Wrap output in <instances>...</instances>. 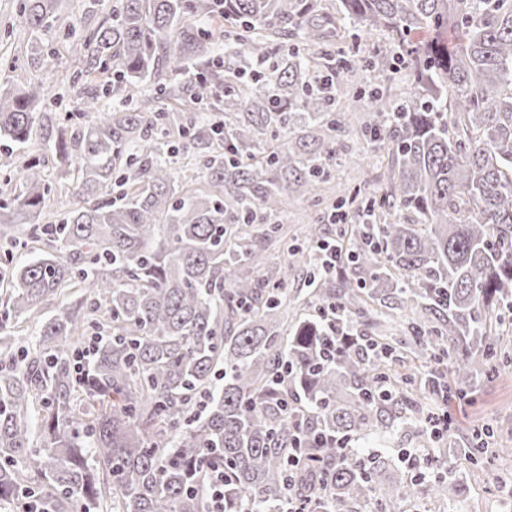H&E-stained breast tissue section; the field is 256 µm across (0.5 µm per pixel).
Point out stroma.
I'll use <instances>...</instances> for the list:
<instances>
[{
	"label": "stroma",
	"instance_id": "stroma-1",
	"mask_svg": "<svg viewBox=\"0 0 512 512\" xmlns=\"http://www.w3.org/2000/svg\"><path fill=\"white\" fill-rule=\"evenodd\" d=\"M19 4L20 0H0V70L8 71L13 83L41 84L48 97L55 100V112L74 111L72 82L77 69L69 59L64 36H57L54 41L61 59L56 68L45 69L31 63L20 52L27 35L19 22ZM112 5V0H66L61 16L64 22H75V34L81 37L111 15ZM323 50L356 64L374 56L385 62L387 79L368 80L362 85V92L376 88L395 99L405 88L393 46L382 33L372 31L354 37L342 31L334 41L324 44ZM352 95L346 87L336 93V115L344 124L338 134L335 156L324 161L328 179L322 185V194L329 202L356 193L378 198L385 191L383 174L388 154L361 137L356 114L349 105ZM56 129V123L45 122L25 147L1 139L0 163L27 150L39 156L52 186L46 209L59 213L72 207L75 196L71 179L61 174L54 156L44 148L54 138ZM315 211L313 202L302 192L289 195L284 211L276 218L281 226L280 235L262 249L269 261L284 262V243H300L303 229ZM461 390L462 398L451 403L455 415L452 432L430 447L438 461V473H452L461 484V493L448 504L427 500L409 504L408 512H512V461L496 456L498 449L512 448V368L489 382L471 380ZM478 427L487 428L488 435L482 462L474 465L467 460L465 450L471 445L473 429Z\"/></svg>",
	"mask_w": 512,
	"mask_h": 512
}]
</instances>
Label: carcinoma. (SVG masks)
I'll return each instance as SVG.
<instances>
[{"instance_id":"obj_1","label":"carcinoma","mask_w":512,"mask_h":512,"mask_svg":"<svg viewBox=\"0 0 512 512\" xmlns=\"http://www.w3.org/2000/svg\"><path fill=\"white\" fill-rule=\"evenodd\" d=\"M60 4L21 0L28 55L42 67L58 64L44 35ZM208 20L235 46L222 69L199 26ZM338 25L386 33L407 91L356 96L361 136L390 157L386 190L360 201L366 223L338 242L354 265L339 289L304 248L287 249L314 281L303 305L319 315L300 318L288 268L258 273L250 227L277 216L289 191L314 194L338 145L340 122L326 117L334 87L379 65L336 68L319 55ZM287 35L310 53L241 77L238 61ZM69 46L79 76H109L123 109L86 92L82 122L59 123L47 147L83 206L47 220L36 158L0 181V247L32 254L0 262V503L206 512L216 467L224 512H270L290 497L309 512L455 500L453 476L399 479L389 458L367 465L339 442L424 432L403 410L429 406L442 376L394 370L401 359L446 360L458 383L512 363L496 335L512 325V0H341L336 17L320 0H115L112 17ZM188 99L213 101L214 114L178 124ZM45 101L36 83L0 90V139L29 143ZM389 112L402 117L390 123ZM298 113L312 132L291 143ZM181 152L198 158L205 190L179 181ZM391 298L409 313L403 335L379 321ZM22 317L40 320L35 335H18Z\"/></svg>"}]
</instances>
